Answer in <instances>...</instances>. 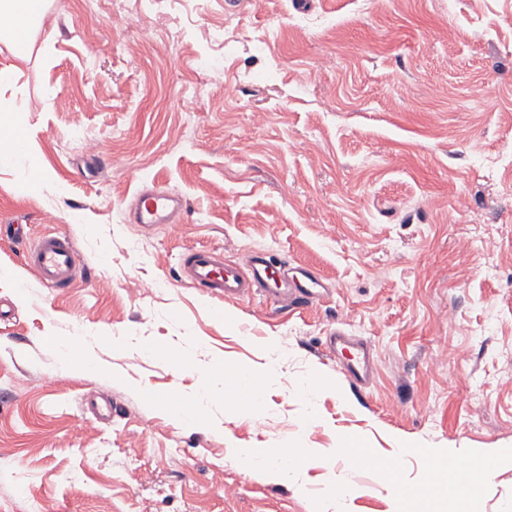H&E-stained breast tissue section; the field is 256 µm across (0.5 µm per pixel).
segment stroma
<instances>
[{"label": "stroma", "mask_w": 512, "mask_h": 512, "mask_svg": "<svg viewBox=\"0 0 512 512\" xmlns=\"http://www.w3.org/2000/svg\"><path fill=\"white\" fill-rule=\"evenodd\" d=\"M134 6L53 0L0 90L48 177L23 193L0 168V512H389L372 462L333 458L346 437L415 487L421 449L512 448V0H154L146 31L117 29ZM152 182L185 203L178 235L127 220ZM18 224L71 236L84 278L41 287ZM201 246L333 291L210 298L180 277ZM336 329L371 346L369 386L328 353ZM78 335L95 367L73 376ZM272 359L255 404L196 403ZM292 445L290 480L230 454ZM84 336H74L65 346L63 367L69 374H81L92 366L84 349ZM288 460V466H283V460ZM308 460V449L305 448H287L283 452V456L280 462L267 461V471L270 477L280 479L284 474H291L292 477H296L298 472L304 467ZM289 461L293 463L289 464Z\"/></svg>", "instance_id": "stroma-1"}]
</instances>
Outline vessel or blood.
Wrapping results in <instances>:
<instances>
[{
    "label": "vessel or blood",
    "mask_w": 512,
    "mask_h": 512,
    "mask_svg": "<svg viewBox=\"0 0 512 512\" xmlns=\"http://www.w3.org/2000/svg\"><path fill=\"white\" fill-rule=\"evenodd\" d=\"M183 213L181 196L152 185L135 195L128 216L131 223L152 230L182 223ZM24 262L45 288L70 287L83 269L75 243L60 233L39 236L26 250ZM181 272L188 285L218 299L270 294L296 307L327 292L326 285L307 268H295L289 275L273 271L267 254L260 250L228 261L222 250L190 248L182 255ZM326 345L343 358L348 378L360 386L370 383L373 361L362 340L337 330L329 334Z\"/></svg>",
    "instance_id": "obj_1"
}]
</instances>
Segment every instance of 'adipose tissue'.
I'll return each mask as SVG.
<instances>
[{"label":"adipose tissue","instance_id":"ef3b65f1","mask_svg":"<svg viewBox=\"0 0 512 512\" xmlns=\"http://www.w3.org/2000/svg\"><path fill=\"white\" fill-rule=\"evenodd\" d=\"M48 14V0H0V43L10 51L9 58L0 60V88L15 85L18 79L16 60L31 50V42L18 38L20 31L32 33L42 29ZM0 166L8 165L18 171L21 191L37 188L46 180V174L33 151L16 155L13 147L25 138L26 129L21 109L14 102L0 98ZM422 454L432 464L429 479L419 488L405 485L388 467L378 469L382 483L390 490L394 512H407V503L431 494L454 505L466 506L476 502L483 487L493 479L503 462L512 460L511 448H493L468 457L466 470L449 471V455L439 448L423 449Z\"/></svg>","mask_w":512,"mask_h":512}]
</instances>
